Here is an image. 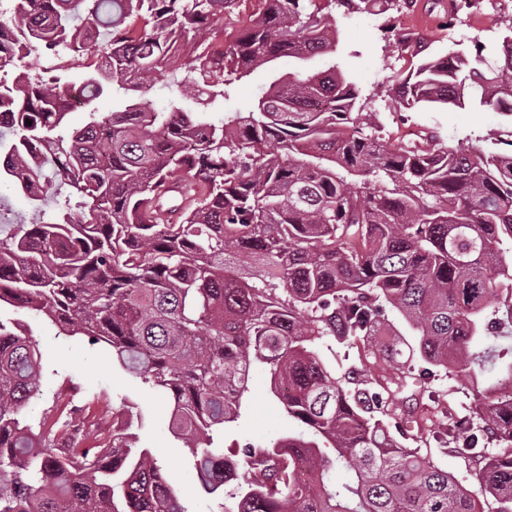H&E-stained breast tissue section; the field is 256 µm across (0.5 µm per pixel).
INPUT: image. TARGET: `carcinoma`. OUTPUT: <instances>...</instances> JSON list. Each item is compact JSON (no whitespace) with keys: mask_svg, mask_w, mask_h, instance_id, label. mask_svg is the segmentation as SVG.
<instances>
[{"mask_svg":"<svg viewBox=\"0 0 512 512\" xmlns=\"http://www.w3.org/2000/svg\"><path fill=\"white\" fill-rule=\"evenodd\" d=\"M232 0H13L0 21V179L34 219L0 236V301L45 315L170 406L199 491L219 512H512V156L392 144L356 110L348 58H336V9L383 14L400 0H256L253 18L209 51V24ZM499 52L478 38L425 60L397 87L406 109L478 106L512 117V18ZM66 50L92 60L78 81L31 75L24 59ZM326 57L320 70L307 63ZM299 71L280 76L276 60ZM270 71L250 112H227L226 72ZM183 69L168 105L156 76ZM112 92V111L92 102ZM86 123L71 128L73 98ZM31 124H26V121ZM389 304L414 351L447 370L490 376L486 403L448 418L452 450L480 464L478 488L403 446L413 415L388 409L404 388L338 378L316 341L362 337L402 355L380 321ZM41 353L0 320V512H189L148 448L122 429L83 445V422L22 423ZM264 372L308 436L247 444L224 458L214 436L245 411ZM494 439L501 450H488ZM332 448L328 453L320 443ZM244 466L249 478L237 481ZM342 470L345 476L335 479Z\"/></svg>","mask_w":512,"mask_h":512,"instance_id":"cac0c4a2","label":"carcinoma"}]
</instances>
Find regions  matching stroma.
Segmentation results:
<instances>
[{
    "label": "stroma",
    "instance_id": "35a3bbf8",
    "mask_svg": "<svg viewBox=\"0 0 512 512\" xmlns=\"http://www.w3.org/2000/svg\"><path fill=\"white\" fill-rule=\"evenodd\" d=\"M452 0H403L400 10L381 15H365L339 23L337 52L360 51L356 61L359 102L371 112L374 122L391 138L412 140L419 135L436 136L440 146L450 149L478 147L494 153L512 152V118L477 107H416L404 109L395 92L397 75L407 74L421 59L441 57L479 37L487 49L500 46L501 30L496 21L512 16V0H480L477 8L463 16L461 23L447 28ZM406 35L422 39L420 57L400 52L396 39ZM33 217L29 201L14 186L0 182V233L11 234ZM0 316L15 322L19 331L34 339L42 353L43 371L39 393L24 410L28 423L54 426L71 409L85 410L97 422L85 443H108L112 419L120 417L135 447L153 449L174 484L187 498L190 512H216L215 501L192 491L190 457L169 430V414L164 399L138 378L125 374L112 363V353L104 343H91L84 336H63L42 315L26 308L0 307ZM321 355L333 374L343 376L362 370L365 379L380 387L402 378L407 394L413 395L417 414L426 415L422 427L412 429L407 447L430 458L462 485H477V465L447 448L436 433L448 422L449 414L474 411L484 395L478 369L446 371L406 353L398 363L368 356L360 339L343 343L329 339L320 345ZM248 407L236 426L224 435L226 456H233L246 442L263 444L297 431L269 391L263 373H253L249 381Z\"/></svg>",
    "mask_w": 512,
    "mask_h": 512
}]
</instances>
